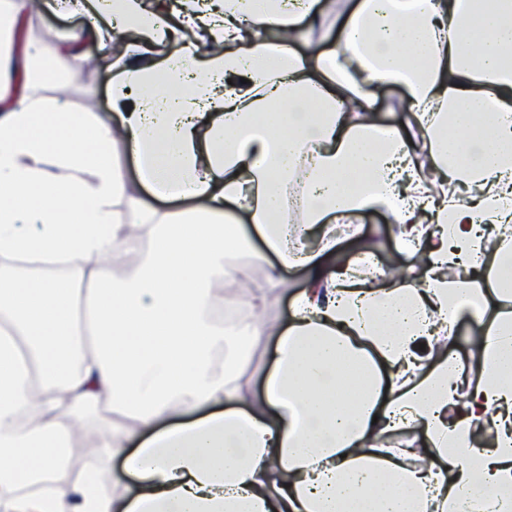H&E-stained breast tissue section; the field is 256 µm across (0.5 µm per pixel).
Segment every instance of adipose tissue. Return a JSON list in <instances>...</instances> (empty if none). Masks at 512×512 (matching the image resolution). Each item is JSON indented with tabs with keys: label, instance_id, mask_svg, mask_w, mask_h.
Segmentation results:
<instances>
[{
	"label": "adipose tissue",
	"instance_id": "1",
	"mask_svg": "<svg viewBox=\"0 0 512 512\" xmlns=\"http://www.w3.org/2000/svg\"><path fill=\"white\" fill-rule=\"evenodd\" d=\"M482 2L66 0L99 17L71 71L84 39L116 57L109 118L39 94L66 81L41 46L0 50V512H512V0ZM369 211L412 260L397 275L336 258ZM243 250L265 287L229 272ZM284 266L306 284L269 326ZM239 294L248 315L217 321ZM104 402L126 426L79 447ZM77 450L123 456L136 488H34ZM273 349L274 344L273 342H261L257 347H255L252 351V360L250 365L249 372L255 371V390L259 391L261 388V375L260 371L261 369L265 368L266 366L269 367L272 358H273Z\"/></svg>",
	"mask_w": 512,
	"mask_h": 512
}]
</instances>
